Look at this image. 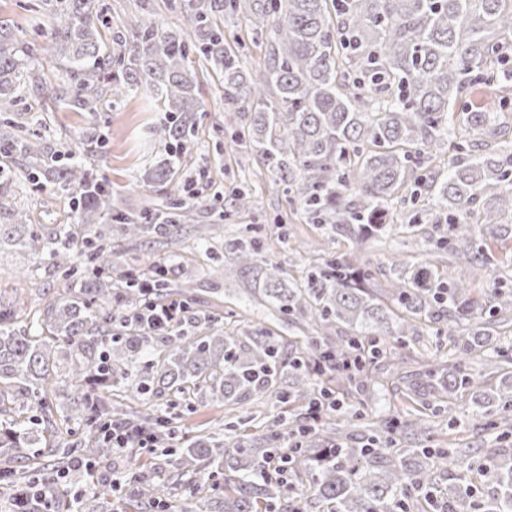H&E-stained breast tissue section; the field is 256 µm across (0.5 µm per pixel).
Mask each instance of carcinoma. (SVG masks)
<instances>
[{
	"label": "carcinoma",
	"instance_id": "1",
	"mask_svg": "<svg viewBox=\"0 0 512 512\" xmlns=\"http://www.w3.org/2000/svg\"><path fill=\"white\" fill-rule=\"evenodd\" d=\"M49 32L43 53L69 59L71 88L52 89L24 73L14 30L0 23V112H15L20 86L32 80L74 112H96L109 86L121 100L140 89L166 113L157 129L164 145L186 139L202 110L194 53L221 79L234 119L244 125L239 142L259 157L273 183L295 192L312 223L325 233L363 242L399 230L423 247L421 221L446 225L423 247L446 254L468 273L458 279L425 262L410 266L400 254L389 262L394 278L385 298L372 288L375 273L362 259L311 262L294 279L262 252L257 241L227 243L230 265L215 273L241 280L257 309L271 307L303 333L284 352L276 336L254 328L244 337L224 329L222 317L195 314L167 335H148L124 312L150 299L187 297L192 285L168 289V272H154L151 288L128 276L114 288L118 256L105 243L112 225V185L73 161L92 155L93 135L55 151L11 119L0 121V156L28 160L26 179L39 177L81 192L83 223L44 235L34 224H1L0 243L47 263L64 280L60 298L29 321L0 310V478L15 503L32 512H103V502L127 512L147 504L165 508L205 499L213 512H303L302 497L320 512H512V374L496 387L471 373L474 359L496 372L512 366L502 340L512 326V289L498 271L492 245L512 235V127L500 114L472 107L464 97L479 91L512 109V0H183L181 33L139 19L130 39L108 49L104 0H39ZM243 20L252 39L265 41L264 62L248 72L236 47L224 42V21ZM176 159L153 178L168 184ZM194 206L170 204L165 216L118 219L126 238L174 237L194 218ZM489 229L490 240L480 238ZM119 302L121 310L112 308ZM436 326L448 342V359L430 363L405 390L420 407L392 423L367 416L361 437L344 433L348 415L335 411L330 426L299 434L297 416L281 413L258 436L237 417L223 432L190 434L178 425L201 398L241 404L275 396L304 408L330 397L332 359L351 356L350 384L364 386L370 366L395 359V347ZM346 329L330 340L331 330ZM135 389L144 398L168 395L176 410L160 418L124 413L133 428L159 423L155 449L177 460L179 474L207 472L211 483L174 484L131 474L124 486L102 484L90 494L68 496L60 477L86 451L108 461L112 445L101 426L112 405L100 393ZM470 396L471 413L496 431L500 447L473 466V448H433L430 418L448 409V397ZM67 447L59 450L58 427ZM291 456V476L309 479L308 492L267 473L273 455ZM446 463L464 483L441 485Z\"/></svg>",
	"mask_w": 512,
	"mask_h": 512
}]
</instances>
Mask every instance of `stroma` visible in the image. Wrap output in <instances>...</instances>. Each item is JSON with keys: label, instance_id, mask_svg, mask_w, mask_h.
<instances>
[{"label": "stroma", "instance_id": "obj_1", "mask_svg": "<svg viewBox=\"0 0 512 512\" xmlns=\"http://www.w3.org/2000/svg\"><path fill=\"white\" fill-rule=\"evenodd\" d=\"M113 36L128 38L127 20L140 17L146 22L161 23L172 28L180 25L182 0H107ZM26 0H0V21L13 27L20 39L33 50L29 70L60 86L68 85L66 65L46 60L41 48L46 41L47 23L25 7ZM202 112L195 115V128L181 150L185 161L178 184L185 191H196L204 201L194 223L183 225L179 246H171L165 238L130 241L113 234L112 249L122 258L121 269L129 275H140L155 261L167 260L170 275L179 281H192L195 286L191 307L196 311L220 314L226 327L246 332L253 326L269 329L283 345H290L294 332L287 319L278 314H261L246 307L235 278L215 279L211 272L223 268L229 260L225 244L247 238L260 242L264 252L273 254L293 276H300L309 262L331 255L359 250L377 275L376 289L383 290L393 272L386 262L391 250L401 247V239L369 241L363 248L343 239H330L317 225L307 220L302 205L289 199L282 188L273 185L264 165L250 155L238 141V125L224 112V91L212 70H199ZM22 111L13 120L37 128L47 145L62 148L82 133L92 131L99 138V154L95 165L99 175L112 184L114 212L135 215L143 210L166 209L170 190L157 186L152 179L163 149L154 133L164 121L150 96L140 92L122 101L104 95L96 112L76 114L65 102L54 101L49 94L30 88ZM253 199L251 209L241 211L235 205V192ZM79 192L49 183L33 188L25 182L15 183L9 195L0 199V222L4 224H38L43 233L52 235L66 225L78 223ZM302 242L305 250L294 253V242ZM31 256L15 251L10 245L0 246V301L13 303L19 314L46 306L63 291V283L48 272L46 266L32 267ZM31 267L29 276L17 275L20 267ZM445 415L433 420L436 440L448 444L463 440L480 447L488 439L481 420L472 416L465 400H452ZM252 416L254 429L266 430L273 415L271 401L261 399L236 411L217 401L197 403L184 418V424L197 433L208 434L223 428L227 419L237 414ZM456 429H449V420ZM153 468L157 478L175 479L176 471L169 457L142 452L136 458L114 457L112 463L98 465L95 473L76 472L72 491L91 492L102 478L121 476L130 464Z\"/></svg>", "mask_w": 512, "mask_h": 512}]
</instances>
